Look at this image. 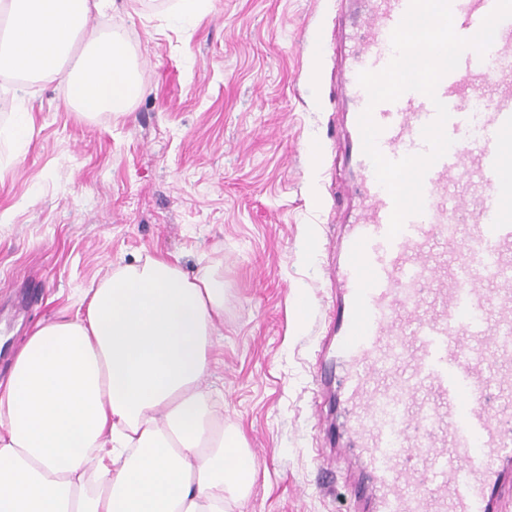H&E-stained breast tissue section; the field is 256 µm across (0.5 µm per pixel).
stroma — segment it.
I'll use <instances>...</instances> for the list:
<instances>
[{
  "mask_svg": "<svg viewBox=\"0 0 512 512\" xmlns=\"http://www.w3.org/2000/svg\"><path fill=\"white\" fill-rule=\"evenodd\" d=\"M117 0L143 86L121 116L85 118L63 83L0 77V127L20 106L34 131L0 149V379L40 322L145 255L224 281V323L204 387L262 457L235 512H350L335 459L317 462L315 359L335 260L339 0Z\"/></svg>",
  "mask_w": 512,
  "mask_h": 512,
  "instance_id": "35a3bbf8",
  "label": "stroma"
}]
</instances>
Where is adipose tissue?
Here are the masks:
<instances>
[{
	"mask_svg": "<svg viewBox=\"0 0 512 512\" xmlns=\"http://www.w3.org/2000/svg\"><path fill=\"white\" fill-rule=\"evenodd\" d=\"M107 0H0V74L61 80L93 118L142 92ZM72 319L37 325L0 381V512H231L258 467L202 382L224 283L163 255L121 268Z\"/></svg>",
	"mask_w": 512,
	"mask_h": 512,
	"instance_id": "obj_1",
	"label": "adipose tissue"
}]
</instances>
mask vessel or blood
I'll list each match as a JSON object with an SVG mask.
<instances>
[{"label": "vessel or blood", "mask_w": 512, "mask_h": 512, "mask_svg": "<svg viewBox=\"0 0 512 512\" xmlns=\"http://www.w3.org/2000/svg\"><path fill=\"white\" fill-rule=\"evenodd\" d=\"M336 73L347 180L327 340L346 439L322 448L346 464L352 512H512V18L485 55L465 50L435 98L408 91L370 105L361 71L383 70L410 0H346ZM496 0H451L474 36ZM448 109L453 144L423 183L424 211L389 236L393 200L364 154L371 110L390 160L427 153L423 128Z\"/></svg>", "instance_id": "b4317fda"}]
</instances>
